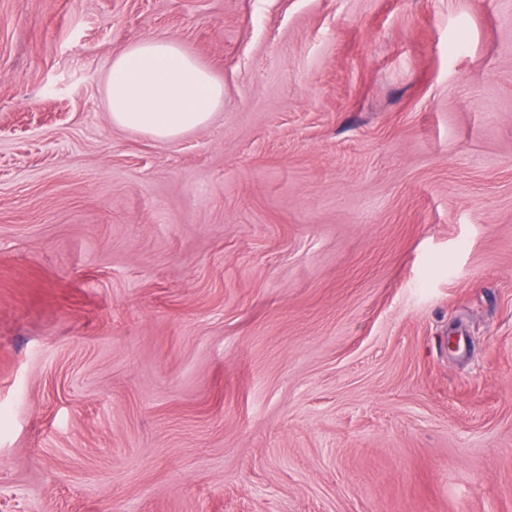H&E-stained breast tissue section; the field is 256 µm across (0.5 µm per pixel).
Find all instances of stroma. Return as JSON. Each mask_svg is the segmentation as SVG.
Here are the masks:
<instances>
[{
	"label": "stroma",
	"mask_w": 512,
	"mask_h": 512,
	"mask_svg": "<svg viewBox=\"0 0 512 512\" xmlns=\"http://www.w3.org/2000/svg\"><path fill=\"white\" fill-rule=\"evenodd\" d=\"M0 512H512V0H0ZM114 126L172 141L207 125L224 104V84L172 38L115 51L106 78Z\"/></svg>",
	"instance_id": "stroma-1"
}]
</instances>
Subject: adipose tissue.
Segmentation results:
<instances>
[{"label":"adipose tissue","mask_w":512,"mask_h":512,"mask_svg":"<svg viewBox=\"0 0 512 512\" xmlns=\"http://www.w3.org/2000/svg\"><path fill=\"white\" fill-rule=\"evenodd\" d=\"M114 126L172 141L207 125L224 103V86L172 38L115 51L106 78Z\"/></svg>","instance_id":"ef3b65f1"}]
</instances>
